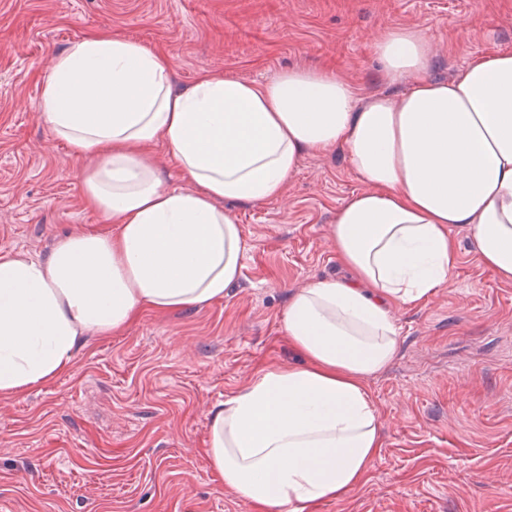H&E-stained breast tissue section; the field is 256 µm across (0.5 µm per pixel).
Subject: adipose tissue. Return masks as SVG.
<instances>
[{
    "mask_svg": "<svg viewBox=\"0 0 512 512\" xmlns=\"http://www.w3.org/2000/svg\"><path fill=\"white\" fill-rule=\"evenodd\" d=\"M373 52L405 91L365 96L305 68L263 82L203 72L177 89L159 52L108 34L55 55L44 120L83 160L86 200L115 230L62 236L44 259L0 255V393L68 372L90 335L141 309L223 300L245 252L231 204L280 198L304 154L337 147L361 185L332 223L343 274L289 294L283 334L300 364L265 367L225 399L206 453L251 512H315L359 487L380 456L369 382L398 355L393 312L451 279V225L512 282V50L445 81L428 75L420 26L388 28ZM157 146L185 188L164 184Z\"/></svg>",
    "mask_w": 512,
    "mask_h": 512,
    "instance_id": "adipose-tissue-1",
    "label": "adipose tissue"
}]
</instances>
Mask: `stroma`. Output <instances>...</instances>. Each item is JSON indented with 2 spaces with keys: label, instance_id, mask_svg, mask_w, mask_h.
Wrapping results in <instances>:
<instances>
[{
  "label": "stroma",
  "instance_id": "35a3bbf8",
  "mask_svg": "<svg viewBox=\"0 0 512 512\" xmlns=\"http://www.w3.org/2000/svg\"><path fill=\"white\" fill-rule=\"evenodd\" d=\"M417 24L431 74L512 50V0H0V254L47 257L67 234L105 232L81 161L41 117L51 58L102 30L160 50L175 86L199 72L263 81L293 67L380 79L372 43ZM360 185L341 150L302 158L283 196L235 207L246 248L223 300L143 310L89 337L72 369L0 394V512H249L205 452L213 410L259 369L298 363L282 336L288 295L335 275L330 229ZM458 267L398 309L400 350L370 389L383 449L359 488L316 512H512V283L451 228Z\"/></svg>",
  "mask_w": 512,
  "mask_h": 512
}]
</instances>
